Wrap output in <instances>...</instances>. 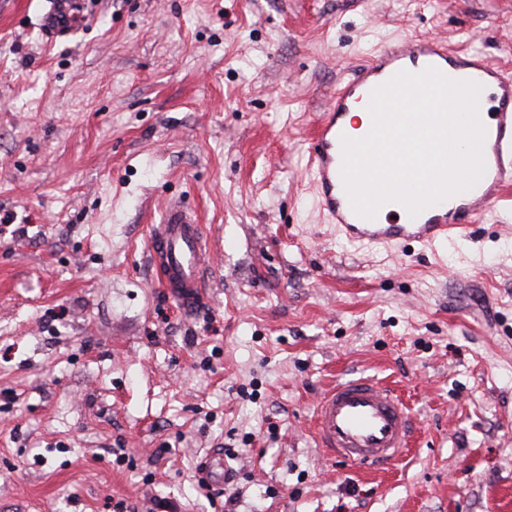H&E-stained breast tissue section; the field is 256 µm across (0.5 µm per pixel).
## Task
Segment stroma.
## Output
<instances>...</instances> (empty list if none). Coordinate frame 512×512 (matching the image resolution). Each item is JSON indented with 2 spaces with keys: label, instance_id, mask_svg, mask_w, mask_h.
<instances>
[{
  "label": "stroma",
  "instance_id": "1",
  "mask_svg": "<svg viewBox=\"0 0 512 512\" xmlns=\"http://www.w3.org/2000/svg\"><path fill=\"white\" fill-rule=\"evenodd\" d=\"M52 2L0 0V512H224L228 450L238 512H512V208L369 251L303 156L384 41L512 74V0H81L58 35ZM173 196L209 238L189 306L147 249ZM354 373L416 422L382 469L314 440Z\"/></svg>",
  "mask_w": 512,
  "mask_h": 512
}]
</instances>
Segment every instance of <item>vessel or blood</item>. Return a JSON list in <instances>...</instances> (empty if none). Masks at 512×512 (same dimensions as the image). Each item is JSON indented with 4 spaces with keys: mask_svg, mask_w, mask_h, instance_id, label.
I'll return each instance as SVG.
<instances>
[{
    "mask_svg": "<svg viewBox=\"0 0 512 512\" xmlns=\"http://www.w3.org/2000/svg\"><path fill=\"white\" fill-rule=\"evenodd\" d=\"M438 69L454 81L482 85L489 93L490 122L485 129V172L471 189L455 194V206L440 202L410 216L380 213L369 219L357 214L342 176L346 117L352 106L397 73ZM312 188L319 206L348 240L390 249L413 244L432 248L466 236L476 220L512 187V76L483 52L449 51L439 39L415 35L383 44L351 70L323 112L308 151ZM208 236L198 217L178 202L165 206L151 225L148 252L156 282L179 302L200 294L208 257ZM318 447L338 461L358 465L388 464L401 457L414 430L409 409L391 389L369 377L336 382L313 409Z\"/></svg>",
    "mask_w": 512,
    "mask_h": 512,
    "instance_id": "obj_1",
    "label": "vessel or blood"
}]
</instances>
